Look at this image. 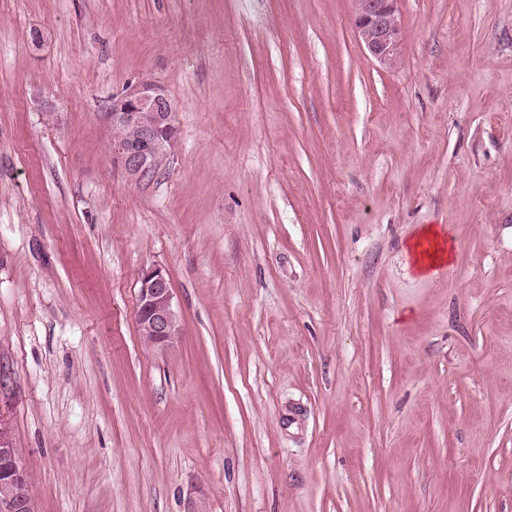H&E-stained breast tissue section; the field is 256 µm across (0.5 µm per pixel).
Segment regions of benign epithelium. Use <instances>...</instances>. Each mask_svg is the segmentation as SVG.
<instances>
[{
    "instance_id": "benign-epithelium-1",
    "label": "benign epithelium",
    "mask_w": 512,
    "mask_h": 512,
    "mask_svg": "<svg viewBox=\"0 0 512 512\" xmlns=\"http://www.w3.org/2000/svg\"><path fill=\"white\" fill-rule=\"evenodd\" d=\"M398 2L353 0L354 28L360 43L371 57L389 69L399 65L405 38ZM172 112L174 104L165 89L153 80H140L112 99L111 126L132 132L128 138L112 142V154L130 176L139 178L155 171L175 148L177 129ZM137 322L151 348L167 350L179 340L181 326L172 288L160 268L142 273ZM0 512H37L31 495V476L21 465L11 431L1 418Z\"/></svg>"
}]
</instances>
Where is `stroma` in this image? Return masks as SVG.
Listing matches in <instances>:
<instances>
[{
  "label": "stroma",
  "mask_w": 512,
  "mask_h": 512,
  "mask_svg": "<svg viewBox=\"0 0 512 512\" xmlns=\"http://www.w3.org/2000/svg\"><path fill=\"white\" fill-rule=\"evenodd\" d=\"M399 7L390 70L352 0H0V416L37 512H512V0ZM144 78L179 142L137 179L107 112ZM428 248L424 247V243L417 242L415 245L418 261L424 266H434L442 264L446 259H450V250L444 242H440L435 238L428 239ZM140 283L137 322L144 334L142 338L151 348L174 347L181 335V326L169 279L162 269L152 268L142 273Z\"/></svg>",
  "instance_id": "stroma-1"
}]
</instances>
